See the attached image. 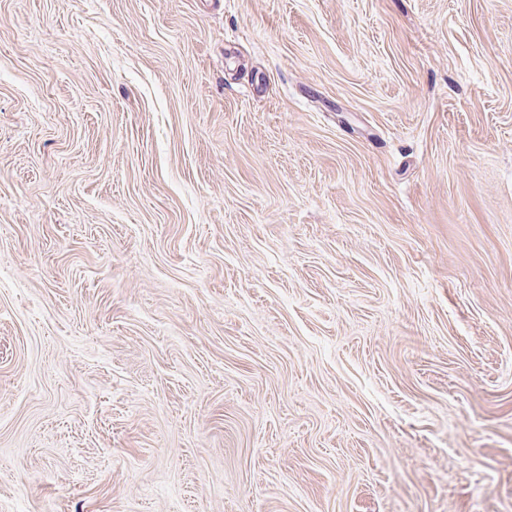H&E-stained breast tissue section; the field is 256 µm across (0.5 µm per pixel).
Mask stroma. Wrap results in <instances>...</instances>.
<instances>
[{
  "label": "stroma",
  "mask_w": 512,
  "mask_h": 512,
  "mask_svg": "<svg viewBox=\"0 0 512 512\" xmlns=\"http://www.w3.org/2000/svg\"><path fill=\"white\" fill-rule=\"evenodd\" d=\"M0 512H512V0H0Z\"/></svg>",
  "instance_id": "stroma-1"
}]
</instances>
